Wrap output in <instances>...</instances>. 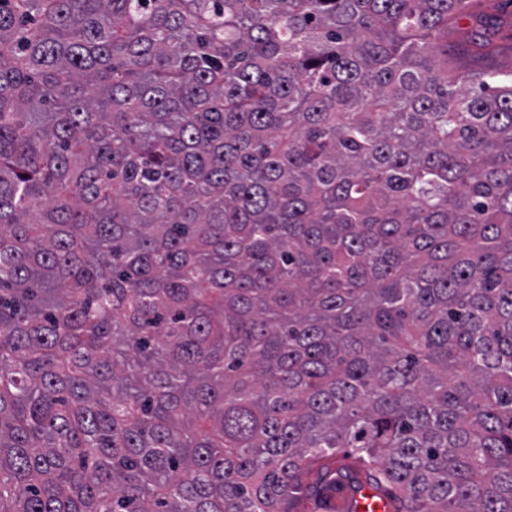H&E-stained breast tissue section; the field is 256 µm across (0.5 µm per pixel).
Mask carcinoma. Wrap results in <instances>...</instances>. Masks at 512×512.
<instances>
[{
    "mask_svg": "<svg viewBox=\"0 0 512 512\" xmlns=\"http://www.w3.org/2000/svg\"><path fill=\"white\" fill-rule=\"evenodd\" d=\"M470 7L0 0V512H512V71L449 62Z\"/></svg>",
    "mask_w": 512,
    "mask_h": 512,
    "instance_id": "1",
    "label": "carcinoma"
}]
</instances>
